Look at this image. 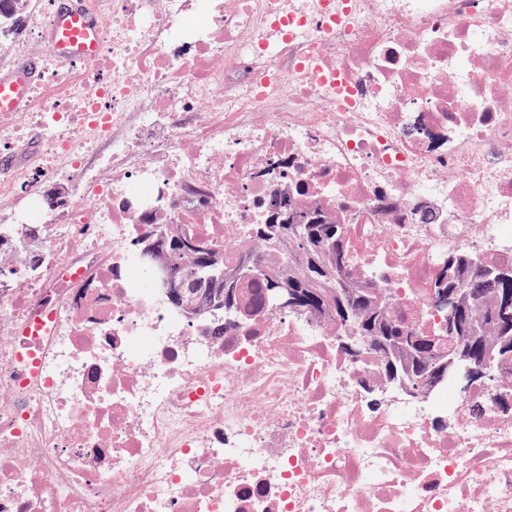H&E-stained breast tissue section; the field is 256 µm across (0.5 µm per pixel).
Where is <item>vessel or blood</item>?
Here are the masks:
<instances>
[{"mask_svg":"<svg viewBox=\"0 0 512 512\" xmlns=\"http://www.w3.org/2000/svg\"><path fill=\"white\" fill-rule=\"evenodd\" d=\"M43 37L63 65L91 64L103 49L98 18L83 8L80 0L58 9L46 24ZM36 73V62L27 59L0 73V113L16 111L28 100Z\"/></svg>","mask_w":512,"mask_h":512,"instance_id":"obj_1","label":"vessel or blood"}]
</instances>
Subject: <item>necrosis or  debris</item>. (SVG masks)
<instances>
[{
    "label": "necrosis or debris",
    "mask_w": 512,
    "mask_h": 512,
    "mask_svg": "<svg viewBox=\"0 0 512 512\" xmlns=\"http://www.w3.org/2000/svg\"><path fill=\"white\" fill-rule=\"evenodd\" d=\"M204 25L191 23L193 14ZM93 66L0 114V512H512V364L386 382L335 323L242 285L189 317L141 257L177 224L233 265L276 193L447 346L449 254L512 262V0H112ZM68 177L67 203L44 186ZM47 135L48 132L44 129H34L30 133L28 141L24 146L10 150L0 148V157H2V154H10L9 157H11L13 164L15 163V166H17L24 162L26 156L30 152H34L41 148L43 142L47 138Z\"/></svg>",
    "instance_id": "4bbe7bcc"
}]
</instances>
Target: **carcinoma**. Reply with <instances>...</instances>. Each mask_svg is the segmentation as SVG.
I'll list each match as a JSON object with an SVG mask.
<instances>
[{
  "instance_id": "carcinoma-1",
  "label": "carcinoma",
  "mask_w": 512,
  "mask_h": 512,
  "mask_svg": "<svg viewBox=\"0 0 512 512\" xmlns=\"http://www.w3.org/2000/svg\"><path fill=\"white\" fill-rule=\"evenodd\" d=\"M31 0H0V45L18 34ZM295 192L275 197L254 238L270 253L282 256L276 268L262 258L224 265V251L183 231L166 229L147 238L162 241V252L174 272L169 303L189 314L226 313L235 308L238 288L253 281L275 304L280 295L299 311L324 317L340 326L343 347L376 352L384 375L418 390L450 375L442 359L457 352L454 372L484 373L512 359V265L479 267L468 253L448 256V278L436 295L448 310V352L436 337L418 334L393 312L389 298L347 275L349 259L342 250L341 222L316 208H302Z\"/></svg>"
}]
</instances>
